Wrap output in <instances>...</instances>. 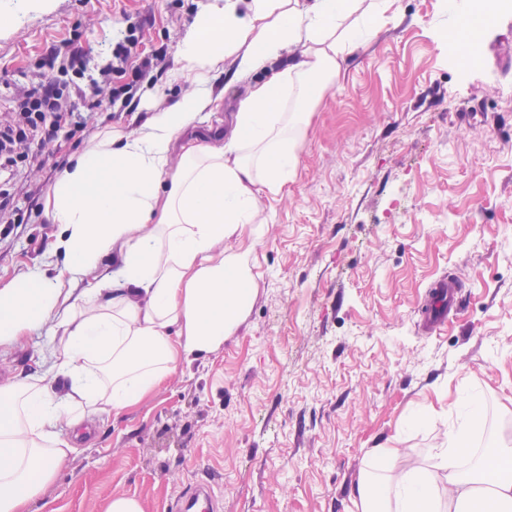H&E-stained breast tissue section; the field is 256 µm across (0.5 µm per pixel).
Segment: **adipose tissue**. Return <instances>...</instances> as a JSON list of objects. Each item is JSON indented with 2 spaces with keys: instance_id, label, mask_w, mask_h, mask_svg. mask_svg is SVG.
Returning a JSON list of instances; mask_svg holds the SVG:
<instances>
[{
  "instance_id": "1",
  "label": "adipose tissue",
  "mask_w": 512,
  "mask_h": 512,
  "mask_svg": "<svg viewBox=\"0 0 512 512\" xmlns=\"http://www.w3.org/2000/svg\"><path fill=\"white\" fill-rule=\"evenodd\" d=\"M396 0H214L187 32L183 76L203 79L233 57L247 75L298 47L291 63L240 101L231 135L201 147L182 136L212 104L191 92L147 132L105 135L56 180L46 211L60 233L53 274L0 282V345L42 329L61 338L56 375L67 392L20 380L0 386V512H29L73 451L57 432L88 413L121 411L178 367L220 348L245 317L255 281L250 250L232 251L261 194H279L299 163L311 109L368 43ZM182 161L169 168L173 145ZM111 275L73 287L112 251ZM457 422L425 464L377 450L359 479V512H512V448L462 462L485 424L479 395L457 398Z\"/></svg>"
}]
</instances>
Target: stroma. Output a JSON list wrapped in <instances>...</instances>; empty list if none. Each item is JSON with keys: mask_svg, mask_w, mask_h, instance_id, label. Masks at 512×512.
<instances>
[{"mask_svg": "<svg viewBox=\"0 0 512 512\" xmlns=\"http://www.w3.org/2000/svg\"><path fill=\"white\" fill-rule=\"evenodd\" d=\"M212 2L50 0L0 28L5 121L16 86L78 82L44 63L49 46L102 66L148 15L136 58L167 52L134 111L90 109L85 129L45 143L42 165L17 177L33 210L0 224V279L56 264L45 199L74 154L109 132L141 136L189 91L176 76L182 40ZM465 26L445 0H397L314 107L294 176L261 199L247 240L256 292L236 332L137 405L92 414L34 512H104L117 495L177 512L208 479L220 512H357L373 450L421 464L471 390L488 421L476 446H512V0L477 30L480 63L448 49ZM268 78L236 79L229 61L212 71L211 109L187 137L223 141L239 101ZM444 276L460 283L459 306L427 334L418 324ZM59 347L42 331L1 346L0 385L53 384ZM416 413L424 425L408 427Z\"/></svg>", "mask_w": 512, "mask_h": 512, "instance_id": "obj_1", "label": "stroma"}]
</instances>
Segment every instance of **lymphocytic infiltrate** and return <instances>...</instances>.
<instances>
[{"instance_id": "f902f5d3", "label": "lymphocytic infiltrate", "mask_w": 512, "mask_h": 512, "mask_svg": "<svg viewBox=\"0 0 512 512\" xmlns=\"http://www.w3.org/2000/svg\"><path fill=\"white\" fill-rule=\"evenodd\" d=\"M135 35H128L112 46V61L97 74L88 75L74 91L52 83L37 82L17 91L15 118L0 123V174L40 164L39 146L59 135L84 128L87 117L78 108L79 102L101 107V78L127 62L136 46Z\"/></svg>"}]
</instances>
